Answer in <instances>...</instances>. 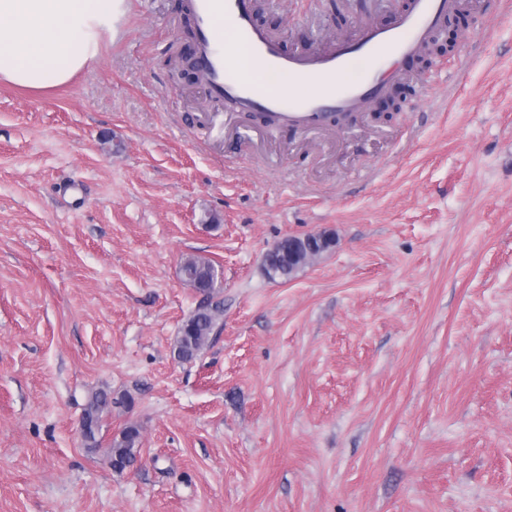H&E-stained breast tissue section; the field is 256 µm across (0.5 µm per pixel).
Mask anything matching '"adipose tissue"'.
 Masks as SVG:
<instances>
[{
    "instance_id": "adipose-tissue-1",
    "label": "adipose tissue",
    "mask_w": 512,
    "mask_h": 512,
    "mask_svg": "<svg viewBox=\"0 0 512 512\" xmlns=\"http://www.w3.org/2000/svg\"><path fill=\"white\" fill-rule=\"evenodd\" d=\"M125 0H0V79L31 89L92 66Z\"/></svg>"
}]
</instances>
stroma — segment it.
<instances>
[{
  "label": "stroma",
  "instance_id": "35a3bbf8",
  "mask_svg": "<svg viewBox=\"0 0 512 512\" xmlns=\"http://www.w3.org/2000/svg\"><path fill=\"white\" fill-rule=\"evenodd\" d=\"M461 2L386 124L218 111L173 77L176 0H127L66 85L0 83V512H512V14ZM401 5L265 0V25L307 49ZM309 231L334 245L268 275ZM190 255L223 314L183 362ZM112 405V393L106 390L94 392L84 410L83 426L84 438L89 449L98 447L97 435L99 434L104 416L109 413ZM140 431L134 425L124 428L121 437L114 438L108 448L109 465L115 472H123L125 464L132 463L139 454Z\"/></svg>",
  "mask_w": 512,
  "mask_h": 512
}]
</instances>
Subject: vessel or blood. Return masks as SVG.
I'll return each mask as SVG.
<instances>
[{
	"instance_id": "1",
	"label": "vessel or blood",
	"mask_w": 512,
	"mask_h": 512,
	"mask_svg": "<svg viewBox=\"0 0 512 512\" xmlns=\"http://www.w3.org/2000/svg\"><path fill=\"white\" fill-rule=\"evenodd\" d=\"M187 7L207 95L310 133L329 113L368 107L394 67L418 55L443 27L457 0H406L391 24L360 27L353 38L308 54L284 51L256 23L251 0H188ZM271 77L276 86L268 85Z\"/></svg>"
}]
</instances>
